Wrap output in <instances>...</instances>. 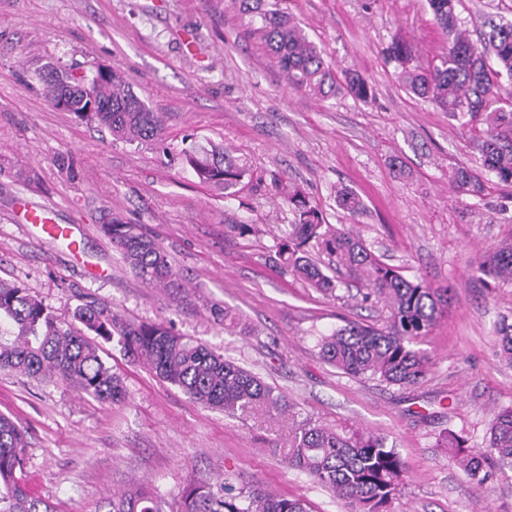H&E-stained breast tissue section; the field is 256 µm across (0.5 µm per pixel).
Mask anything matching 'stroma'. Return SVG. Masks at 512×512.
<instances>
[{
    "instance_id": "obj_1",
    "label": "stroma",
    "mask_w": 512,
    "mask_h": 512,
    "mask_svg": "<svg viewBox=\"0 0 512 512\" xmlns=\"http://www.w3.org/2000/svg\"><path fill=\"white\" fill-rule=\"evenodd\" d=\"M291 17L343 74L372 88L368 99L296 91L255 39L234 0H0V281L18 284L62 320L89 302L126 320L162 322L259 373L288 414L230 417L159 380L118 342L101 356L127 398L102 403L60 383L0 372V413L30 432L25 480L60 512H99L112 493L141 484L173 512L192 480L224 478L232 490L260 485L301 496L313 512H347L332 492L289 466L296 424L363 428L387 437L407 462L393 512H512V470L476 486L436 447L451 430L484 446L495 411L512 406V366L496 333L512 323V284L476 273L481 251L512 240V186L484 173L482 124L457 120L407 90L384 49L415 48L410 68L438 65L448 46L427 0H288ZM462 28L482 46L487 19L512 22V0H457ZM82 73L120 71L165 130L128 143L54 108L46 64ZM224 146L251 177L235 196L205 184L182 162L191 147ZM483 173L485 190L458 192L460 167ZM299 188L330 229L363 239L385 263L432 288H447V313L422 349L436 363L413 387L355 378L326 364L317 342L345 321L383 323L380 300L338 288L326 296L271 258L295 217L280 187ZM356 192L350 215L336 190ZM28 203L74 231L43 242L41 225L18 218ZM117 213L171 255L177 287L151 288L101 230ZM253 225V234L231 232ZM226 308L237 325L216 321Z\"/></svg>"
}]
</instances>
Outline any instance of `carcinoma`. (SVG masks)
<instances>
[{
	"label": "carcinoma",
	"mask_w": 512,
	"mask_h": 512,
	"mask_svg": "<svg viewBox=\"0 0 512 512\" xmlns=\"http://www.w3.org/2000/svg\"><path fill=\"white\" fill-rule=\"evenodd\" d=\"M247 18L248 33L260 39L270 58L294 88L322 98L336 93V73L325 63L314 42L291 19L286 0H236ZM448 37L440 65L429 72L406 67L413 47L394 38L386 48L389 60L401 67L405 87L452 117L480 120L486 125L481 153L486 170L500 182L512 184V113L493 105L499 94L484 55L469 41L457 22L455 0H427ZM489 44L500 70L512 78V24H490ZM347 91L366 99L371 87L357 73L343 74ZM45 94L52 84L72 80L79 89L68 101L69 111L106 127L128 141H156L164 130L163 115L125 85L119 72L97 70L91 75L63 74L47 67L41 75ZM184 163L202 183L224 187L234 195L250 169L221 147L184 154ZM457 188L469 195L484 191L481 176L467 167L455 174ZM282 204L296 221L277 244L276 262L324 294L335 295L337 284L311 258L315 243L329 262L346 276V284L375 296L389 307L383 324L348 321L321 337V357L343 373L377 379L391 385L419 384L430 372L432 356L418 347L441 319L450 301L449 289L430 288L419 279L382 262L359 238L325 228L323 212L309 198L285 191ZM336 202L351 214L363 209L352 191L337 192ZM112 246L149 287L177 286L169 254L139 224L113 214L101 225ZM474 267L492 280L512 284V242L484 251ZM502 359L512 364V324L498 327ZM118 338L125 352L146 363L164 382L205 406L238 413H284L281 398L257 374L237 365L207 345L181 336L160 323L124 320L105 303L76 308L74 322L59 320L41 300L16 284L0 282V372L66 383L100 402L119 403L126 390L99 354V341ZM26 432L0 414V512H57L47 499L33 495L24 481ZM444 447L455 465L479 487L493 477L492 469L512 470V407L494 414L486 449L466 451L450 434ZM288 464L313 477L342 499L350 512H389L402 493L408 474L406 461L381 434L305 424L294 432L286 452ZM180 512H311L306 499L259 486L228 497L224 482L193 480L179 493ZM105 512H164L161 495L133 485L112 494Z\"/></svg>",
	"instance_id": "carcinoma-1"
}]
</instances>
